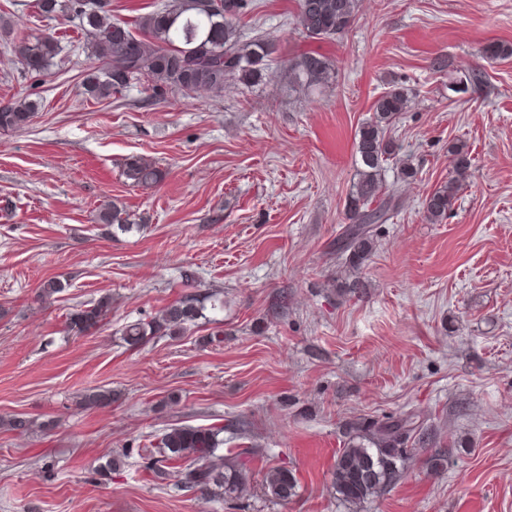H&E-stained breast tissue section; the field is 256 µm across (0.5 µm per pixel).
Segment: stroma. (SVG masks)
I'll return each mask as SVG.
<instances>
[{
  "mask_svg": "<svg viewBox=\"0 0 512 512\" xmlns=\"http://www.w3.org/2000/svg\"><path fill=\"white\" fill-rule=\"evenodd\" d=\"M36 0H0V16L63 48L44 80L0 39V103H40L25 129L0 134V512H512V0H358L351 29L311 40L297 0H253L238 28L273 45L269 77L149 99L86 98L97 65L75 15L47 19ZM314 50L331 65L321 93L288 77ZM451 61L441 70L436 60ZM484 66L467 93L449 75ZM412 99L391 130L383 179L397 211L376 227L363 294L336 257L357 178L354 138L391 83ZM471 160L448 217L424 200L447 181L448 145ZM155 163L133 184L129 158ZM124 208L136 228L98 220ZM64 291L42 300L43 283ZM204 319L138 347L122 336L176 300ZM108 298L103 321L75 335L74 310ZM90 389L109 405L81 409ZM413 412L436 433L380 497L355 506L333 486L359 417ZM217 430L220 453L253 448L247 488L225 502L147 469L170 428ZM447 453L433 468L434 451ZM297 478L288 502L264 494L267 471ZM125 175L127 179L139 186H152L163 179V173L158 167L134 157L126 163Z\"/></svg>",
  "mask_w": 512,
  "mask_h": 512,
  "instance_id": "obj_1",
  "label": "stroma"
}]
</instances>
